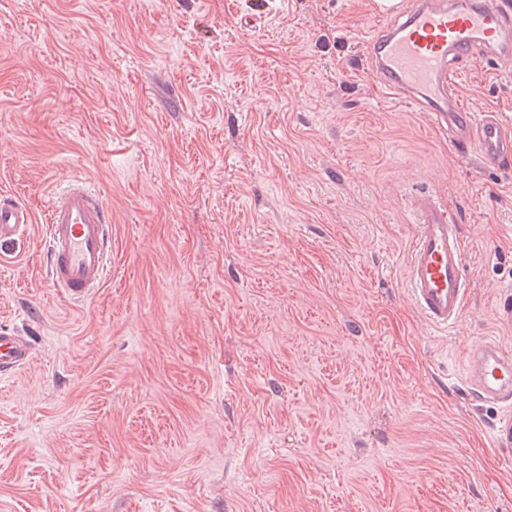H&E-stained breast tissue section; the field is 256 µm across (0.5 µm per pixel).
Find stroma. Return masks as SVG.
Listing matches in <instances>:
<instances>
[{"mask_svg": "<svg viewBox=\"0 0 512 512\" xmlns=\"http://www.w3.org/2000/svg\"><path fill=\"white\" fill-rule=\"evenodd\" d=\"M377 0H0V512H512L468 344L512 351V166L389 95ZM261 17L247 24L252 5ZM460 90L512 121V69ZM96 185L109 275L46 272L55 188ZM462 220L464 311L409 292L408 197ZM32 216L25 205L5 197L0 198V248L27 235ZM33 346L26 336L7 329L0 330V373L8 374L27 365Z\"/></svg>", "mask_w": 512, "mask_h": 512, "instance_id": "35a3bbf8", "label": "stroma"}]
</instances>
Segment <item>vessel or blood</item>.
I'll use <instances>...</instances> for the list:
<instances>
[{
	"label": "vessel or blood",
	"instance_id": "b4317fda",
	"mask_svg": "<svg viewBox=\"0 0 512 512\" xmlns=\"http://www.w3.org/2000/svg\"><path fill=\"white\" fill-rule=\"evenodd\" d=\"M366 47L391 95L424 112L452 145L476 150L489 166L512 161V123L493 112L470 111L457 91L462 65L475 54L512 62V0H412L391 13ZM409 206L416 229L410 291L424 319L444 330L462 315L468 293L459 219L429 190L414 193ZM31 223L25 205L0 198V248L27 235ZM45 234L51 284L69 301H87L104 283L108 264L100 193L85 180H71L52 199ZM32 354L27 337L0 330L1 374L24 367ZM465 379L476 402L499 406L490 446L511 464L512 352L490 337L469 345Z\"/></svg>",
	"mask_w": 512,
	"mask_h": 512
}]
</instances>
